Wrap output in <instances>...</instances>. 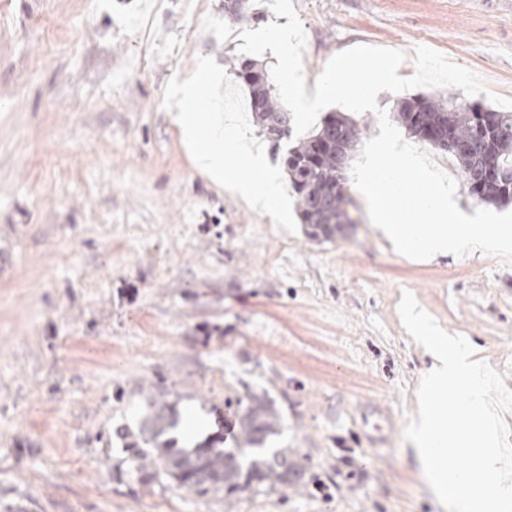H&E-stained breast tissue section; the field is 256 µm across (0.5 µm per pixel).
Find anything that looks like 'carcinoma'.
Segmentation results:
<instances>
[{"mask_svg": "<svg viewBox=\"0 0 512 512\" xmlns=\"http://www.w3.org/2000/svg\"><path fill=\"white\" fill-rule=\"evenodd\" d=\"M224 17L232 21L258 20L250 8L224 4ZM248 95L253 122L261 135L275 143L293 135L292 115L280 103L271 73L249 59L234 66ZM397 119L413 136L428 145L434 137L464 141L466 151L453 152L462 169L465 185L486 203L512 202V113L470 106L456 96H417L397 106ZM362 138V128L346 116H329L297 138L284 164L291 189L297 196L304 224L332 238L344 224H353L347 206L353 201L345 187L344 167ZM138 432L123 431L131 439L134 469L149 478L164 476L195 490L201 496L224 501L245 491L257 495L274 492L295 482L301 468L279 448L268 452L265 444L278 433L279 417L265 395L248 394L235 400L237 434L235 447L174 448L168 438L177 419L173 403L148 393Z\"/></svg>", "mask_w": 512, "mask_h": 512, "instance_id": "1", "label": "carcinoma"}]
</instances>
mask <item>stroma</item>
I'll return each mask as SVG.
<instances>
[{
	"label": "stroma",
	"instance_id": "35a3bbf8",
	"mask_svg": "<svg viewBox=\"0 0 512 512\" xmlns=\"http://www.w3.org/2000/svg\"><path fill=\"white\" fill-rule=\"evenodd\" d=\"M307 92L357 45L430 46L512 98V0H293ZM224 0H0V512H445L404 432L431 359L410 291L512 389V265L415 261L371 223L289 234L193 165L172 78L242 60ZM180 445L232 438L267 395L300 481L232 505L131 467L145 390Z\"/></svg>",
	"mask_w": 512,
	"mask_h": 512
}]
</instances>
